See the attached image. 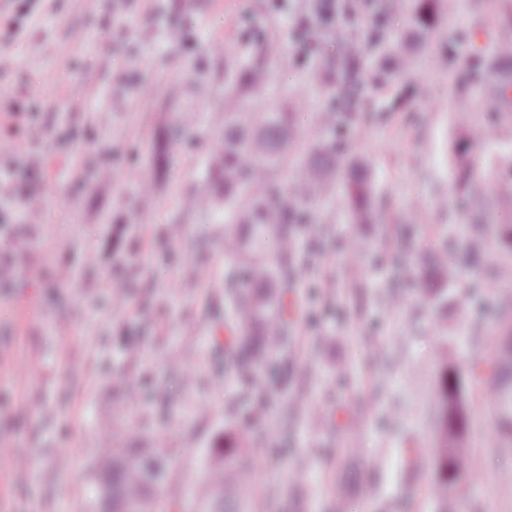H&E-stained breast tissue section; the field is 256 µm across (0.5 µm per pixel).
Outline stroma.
Wrapping results in <instances>:
<instances>
[{
    "label": "stroma",
    "instance_id": "stroma-1",
    "mask_svg": "<svg viewBox=\"0 0 512 512\" xmlns=\"http://www.w3.org/2000/svg\"><path fill=\"white\" fill-rule=\"evenodd\" d=\"M308 0H0V512H95L96 470L114 448H165L194 512L213 448L247 449L248 512H437L432 452L446 362L492 361L512 317L487 279L420 296L398 267L450 238L456 206L413 223L415 198L452 197L451 80L475 68L483 0L438 16L412 72L380 83L371 21L406 29L370 0L349 22L362 58L360 126L345 131L344 175L363 162L377 221H347L344 195L300 238L284 347L252 372L227 291L241 228L223 205L187 212L207 186L226 79L265 45L268 79L253 112L308 100L297 151L315 144L321 101L310 72L335 76L327 35L308 62L296 18ZM448 61L447 74L431 60ZM151 183L143 193L142 183ZM354 239L361 262L348 266ZM139 385L145 396L128 402ZM271 387L259 403L258 387ZM501 381L467 377L472 466L464 512H512V449L497 433ZM344 489L336 501L335 486Z\"/></svg>",
    "mask_w": 512,
    "mask_h": 512
}]
</instances>
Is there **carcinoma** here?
<instances>
[{
  "label": "carcinoma",
  "mask_w": 512,
  "mask_h": 512,
  "mask_svg": "<svg viewBox=\"0 0 512 512\" xmlns=\"http://www.w3.org/2000/svg\"><path fill=\"white\" fill-rule=\"evenodd\" d=\"M490 16L505 31L493 49L481 56L489 77L477 83L475 96L468 86L459 93L470 103L489 106L486 123L476 125L470 112L455 113L453 125L460 132L459 150L452 152L455 169L454 200L467 216L463 239L453 245L456 256L448 260L440 256L442 249L421 253L411 260L413 278L428 298H438L452 285L466 287V281L483 276L488 242L495 239L512 257V224H493L484 211L488 195L484 172L478 164L488 160L490 147L487 125L501 122L505 110L499 106L507 101L512 88V74L502 71L503 62L512 60V0H492ZM390 65L399 76L411 70L412 60L406 49L403 33L392 36L387 48ZM265 52L258 49L242 65L241 78L234 80L231 91L238 101L246 100L265 81ZM361 61L358 50L344 49L338 62L339 77L347 93L322 85L331 95L334 110L324 111L316 118L322 138L302 162L303 174L293 188L286 189L277 172L288 166L292 141L296 135V112L243 113L230 109L224 112V136L215 142L211 162V183L205 193L188 202L191 208L209 206L216 192L224 194L227 218L233 224L247 227V240L259 244L266 240L277 243L288 254L295 250L305 224L310 220V204L330 189L327 176L336 169V155L342 142L337 134L358 119V74ZM345 193L352 213V223H375L372 188L360 164L351 166ZM288 268L265 270L253 264H242L235 277L230 300L237 316L247 322L246 335L254 336L275 349L280 343V314L275 310L272 288L286 280ZM502 378L512 381V347H500L493 364ZM458 370L455 364L442 369L438 394V448L434 457L433 493L439 512H458L460 501L477 475L470 468L468 431L458 428V421L469 419V405L457 391ZM499 416L508 430L506 440L512 443V398L504 397ZM239 449L227 447L218 452L206 468L207 495L213 502L206 512H243V475L239 469ZM164 448H114L111 458L98 470L100 512H156L157 491L172 482Z\"/></svg>",
  "instance_id": "carcinoma-1"
}]
</instances>
